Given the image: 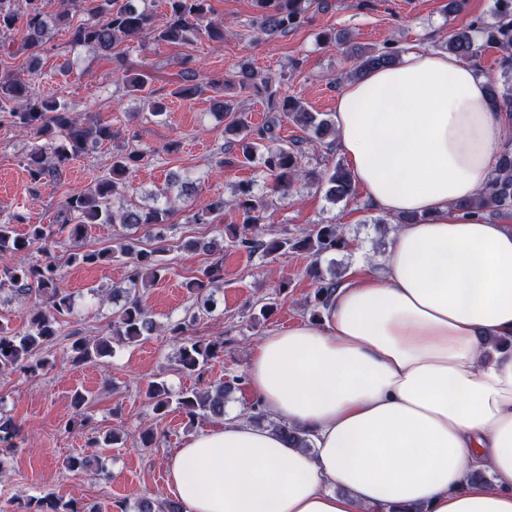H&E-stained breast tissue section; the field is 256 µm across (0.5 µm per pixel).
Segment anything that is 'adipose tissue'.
Wrapping results in <instances>:
<instances>
[{
    "label": "adipose tissue",
    "instance_id": "obj_1",
    "mask_svg": "<svg viewBox=\"0 0 512 512\" xmlns=\"http://www.w3.org/2000/svg\"><path fill=\"white\" fill-rule=\"evenodd\" d=\"M336 147L382 215H410L315 323L265 336L248 382L311 448L230 414L172 456L185 512H512V220L461 211L512 117L458 57L409 47L344 83Z\"/></svg>",
    "mask_w": 512,
    "mask_h": 512
}]
</instances>
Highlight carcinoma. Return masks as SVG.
Masks as SVG:
<instances>
[{
  "label": "carcinoma",
  "mask_w": 512,
  "mask_h": 512,
  "mask_svg": "<svg viewBox=\"0 0 512 512\" xmlns=\"http://www.w3.org/2000/svg\"><path fill=\"white\" fill-rule=\"evenodd\" d=\"M258 9L255 28L264 36L285 35L299 25L302 15L311 7L325 11L329 0H253ZM63 10L57 20L67 29L70 43L89 47L112 61V74L120 79L132 93H148L153 76L149 67L133 66L129 55L116 51L122 42H138L148 35L157 42L190 44L201 36L211 40L224 39V26L210 17L209 0H167V10L159 15L149 0H61ZM24 7L26 34L23 47L32 63H37L51 40L50 27L43 11L42 0H0V37L10 33L15 25L19 7ZM495 21L491 24L481 19L471 22L468 29L448 34L444 48L462 60H470L486 47H496L503 53L506 74H512V0H495ZM400 50L392 43L380 48L360 49L355 54L356 65L352 77L361 78L368 71L391 65L397 61ZM171 95L190 99L207 90L215 93L214 107L220 112H233L235 108L224 101V75L202 73L186 57L180 62ZM232 78L240 90H255L265 94L267 108L286 112L288 117L313 134V138L333 148L336 131L333 121L320 113L309 112L298 99L281 96L274 89L276 79L256 71L248 62L237 65ZM36 67L28 70L26 77L7 74L0 77V117L10 120L19 131L36 138L48 137V142L35 147L27 155L26 170L30 181L36 185H49L61 180L62 169L71 160L87 153L89 149L112 142V126L95 119L82 118L71 111L66 102L46 98L36 85ZM488 95L498 112L512 115V87L500 93L498 87L488 85ZM227 147L235 148V155L218 161V165L256 163L283 193H288L297 181H307L325 191L332 201L346 200L355 187L350 169L338 163L332 169H309L304 164L305 151L298 141L283 143L276 134V123L268 122L253 129L243 113H238L224 127ZM146 153L135 148H122L112 154V164L107 176L96 181L85 191L75 192L65 198L58 215V231L72 238L84 235L88 224H119L126 229H146L168 222L174 211L172 199L166 198L162 207L147 210L116 209L112 197L125 187L127 177L142 164ZM236 208L239 211L242 233L237 238L244 249L269 257L279 251L292 249L305 251L310 257L307 273L316 285L312 318H318L333 296L338 281L327 279L323 273V254L345 247L346 242L335 224H318L310 233L300 238H266L258 225L253 187L244 184L238 189ZM486 216L512 215V137L506 139L504 150L497 159L495 173L479 197L466 205ZM224 211V199L218 198L191 215L193 224H210ZM53 236L42 224H32L26 236L16 234L11 223H0V292L8 289L17 296L42 300L44 309H36L31 321V331L21 334L0 322V373H34L43 361L35 358L36 350L58 335L59 317L71 311V297L62 286L60 266L51 258L40 265H26L14 256L33 244H47ZM204 249L214 255L212 262L188 283L196 297L200 312L211 310L214 299L211 289L223 280L224 254L219 243L211 240L205 244L189 241L183 249ZM167 248L159 245L150 250L135 249L131 241L119 243L116 249L73 253L68 262L74 264H102L112 261L120 253L130 258L129 282L136 286L153 283L166 271L159 255ZM112 299L122 302L117 319L112 321L108 334L95 340L83 337L72 341L69 352L74 363L100 360L112 354V341L133 343L156 328L140 297L130 288L112 289ZM224 351L218 343L189 338L179 348L178 364L181 370L201 373L207 362ZM237 380L222 382L211 389H192L176 395L160 382L148 385L146 395L154 412L166 411L173 402L184 414L213 419L224 418L225 399L231 394ZM275 432L294 448L310 449L306 437L298 429L269 421ZM27 512H98L93 506H78L74 501L63 502L53 494L33 497L27 502ZM137 512H182L175 501H154L143 498Z\"/></svg>",
  "instance_id": "obj_1"
}]
</instances>
